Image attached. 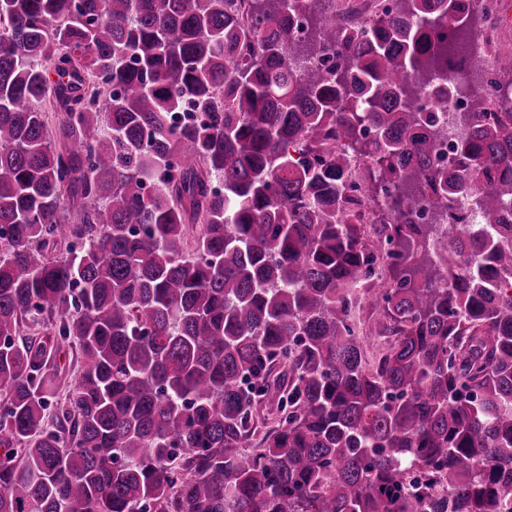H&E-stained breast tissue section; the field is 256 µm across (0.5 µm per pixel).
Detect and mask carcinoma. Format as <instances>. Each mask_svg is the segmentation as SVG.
<instances>
[{
  "label": "carcinoma",
  "mask_w": 512,
  "mask_h": 512,
  "mask_svg": "<svg viewBox=\"0 0 512 512\" xmlns=\"http://www.w3.org/2000/svg\"><path fill=\"white\" fill-rule=\"evenodd\" d=\"M477 17L0 0V512H512Z\"/></svg>",
  "instance_id": "cac0c4a2"
}]
</instances>
